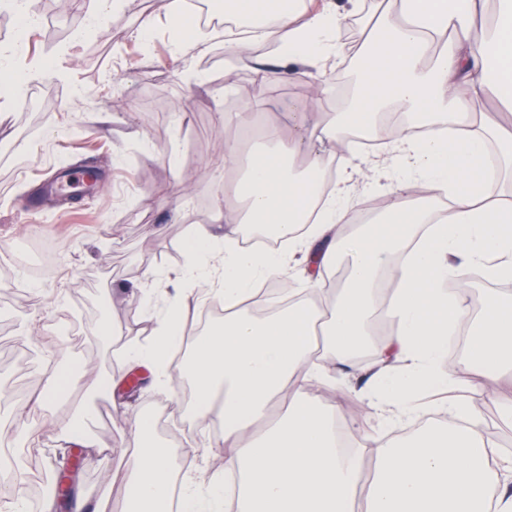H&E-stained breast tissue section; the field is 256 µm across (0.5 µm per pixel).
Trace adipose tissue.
I'll use <instances>...</instances> for the list:
<instances>
[{"label":"adipose tissue","instance_id":"obj_1","mask_svg":"<svg viewBox=\"0 0 512 512\" xmlns=\"http://www.w3.org/2000/svg\"><path fill=\"white\" fill-rule=\"evenodd\" d=\"M244 29L225 40L233 53L272 44L274 57L296 78L309 66L343 63L345 17L336 0L295 12L290 0H230ZM392 9L364 28L357 89L346 109L323 125L300 124L298 136L281 143L264 129L270 151L255 155L243 182L224 184L225 199L243 197L241 215L215 205L211 223L193 227L178 278L183 286L163 302L150 341L122 342L111 325L100 341L117 345L118 376L47 373L33 408L62 394H100L122 387L128 373L147 370L152 387L172 390L190 381L196 408L218 411L224 431L212 452L224 457L229 483L201 481L187 471L180 512H512V457L502 455L466 402H449L448 421L402 448L382 437L344 447L335 425L313 404L298 402L277 420L269 413L287 390L335 387L336 373L363 344L365 322L375 307L376 276L389 257L391 289L385 312L398 324L377 345L359 392L383 420L421 414V391L470 386L457 362L442 365L449 331L468 326L467 361L483 385L512 375V299L488 292L473 312L461 282L472 272L512 278V136L476 122L481 104L494 100L512 111V0H391ZM489 18L483 39L474 31ZM384 138L380 155L355 157L344 126ZM328 143L338 156L336 184L322 178V159L294 166L303 139ZM390 199L375 220L355 226L360 198L381 181ZM275 229L285 251L243 247L244 225ZM341 288L328 285L340 264ZM306 275L307 296L288 294L286 311L254 312L263 281L296 271ZM459 280L447 288L448 280ZM224 305V322L195 343L189 361L170 367V350L183 336L184 312L207 298ZM91 411H54L48 431L69 447L101 454L83 422ZM142 446L121 455L95 502L82 492L73 512H110L112 484L122 482L123 512H169L175 459L155 443L151 425L132 421ZM376 462L366 474L365 460Z\"/></svg>","mask_w":512,"mask_h":512}]
</instances>
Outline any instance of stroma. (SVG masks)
<instances>
[{"instance_id": "35a3bbf8", "label": "stroma", "mask_w": 512, "mask_h": 512, "mask_svg": "<svg viewBox=\"0 0 512 512\" xmlns=\"http://www.w3.org/2000/svg\"><path fill=\"white\" fill-rule=\"evenodd\" d=\"M186 0H126L121 11L80 48L74 61L76 77L85 87L80 107L71 105V79L49 76L28 79L31 63L56 59L59 48L83 19L81 7L63 11L59 0H34L45 23L33 30L15 70L27 82L38 105L26 114L10 109L0 120V382L23 395L41 389L48 367L75 372L90 366L107 377L121 365L109 344L96 342L104 323L116 325L125 340H139L155 325L147 308L130 293L146 270L158 276L174 274L184 262V247L192 225L210 223L215 200L224 191V131L253 116L276 123L282 137L293 133L288 107L306 106L312 86L288 76L289 66L270 60L272 79L256 80L250 56L230 57L218 40L201 39L184 61L172 60L170 43L175 12ZM154 27L148 42L135 32L144 18ZM232 83H225V71ZM205 74L197 84L196 74ZM236 111H225L226 100ZM176 164H169L170 150ZM42 151L49 164L65 169L75 163L95 167L106 180L100 198H73L69 213L46 204L41 214L26 213L30 182L41 171L31 163ZM152 206H142L143 197ZM51 245L55 272L31 277L21 259L34 242ZM42 325L56 345L44 347L30 330ZM370 355L353 358L339 374L336 388L307 387L287 391L284 402L301 399L334 412L357 439L380 433L395 443L414 437V425L381 424L354 390ZM451 398L475 405L482 424L499 448L512 452V423L501 417L512 401V379L486 387L482 393L454 390ZM112 394L91 401L93 417L87 431L108 453L84 459L73 482L94 495L107 472L116 468L117 453L140 444L129 428L133 415L152 407L167 412L162 431L153 441L177 451L188 466H202L205 477L223 478L224 458L210 454L218 429L214 420L174 412L173 396L141 388L126 398L128 415L112 408ZM0 448L22 446L30 431L42 424L40 413L27 411L15 400L0 407ZM36 465H22L26 488L42 489L43 479H56L68 454L52 447L48 434L39 438Z\"/></svg>"}]
</instances>
